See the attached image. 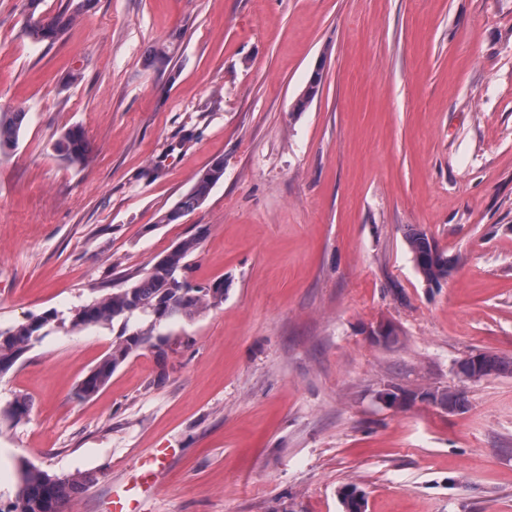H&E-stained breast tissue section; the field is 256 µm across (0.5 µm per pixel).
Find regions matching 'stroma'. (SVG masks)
I'll return each instance as SVG.
<instances>
[{
  "instance_id": "1",
  "label": "stroma",
  "mask_w": 512,
  "mask_h": 512,
  "mask_svg": "<svg viewBox=\"0 0 512 512\" xmlns=\"http://www.w3.org/2000/svg\"><path fill=\"white\" fill-rule=\"evenodd\" d=\"M0 0V330L68 318L199 235L224 302L77 400L111 326L56 325L0 377V512L17 467L90 473L72 512H512V0H92L54 44ZM168 56L151 57L161 42ZM306 111L293 103L314 70ZM86 133V164L54 150ZM223 161L194 212L158 217ZM451 262L418 274L408 229ZM392 326L394 339L374 331ZM485 353L478 381L457 363ZM442 388L465 402L423 400ZM404 393L390 404V390ZM168 449L151 495L128 484ZM27 112L22 108H0V154L14 150L25 126Z\"/></svg>"
}]
</instances>
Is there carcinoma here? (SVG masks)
Segmentation results:
<instances>
[{"instance_id":"carcinoma-1","label":"carcinoma","mask_w":512,"mask_h":512,"mask_svg":"<svg viewBox=\"0 0 512 512\" xmlns=\"http://www.w3.org/2000/svg\"><path fill=\"white\" fill-rule=\"evenodd\" d=\"M41 0H26L28 20L25 35L35 43H54L62 31L73 24L90 7L91 0H69L67 9L53 17L36 15ZM320 91L318 85H307L295 100L293 111L303 112ZM27 112L22 108H0V154L14 150L25 126ZM56 151L69 163L83 165L89 158V144L79 127L66 130L55 143ZM224 176V164L217 161L201 172L181 200L159 216V222L170 224L184 214L197 209L213 186ZM407 246L420 276L428 284H439L448 278L449 266L445 253L425 233L411 228L406 233ZM198 237L186 238L167 252L152 270L138 275L130 286L114 288L111 292L80 308L70 320L60 318L55 311H46L27 318L14 327L0 331V376L14 368L21 357L48 335L54 324H69L71 330L118 324L107 354L83 377L77 386V396L91 398L111 380L113 373L134 353L148 348L159 363L176 352L182 343L157 333L163 324L191 321L204 310L224 302V279L218 278L206 286L188 282L192 269L191 258ZM135 324H130L131 319ZM501 361L491 355H478V370L486 377L500 369ZM436 404L456 410L464 407L460 398L444 389L427 391ZM31 411V402L17 395L0 407V418L16 423ZM93 482L89 475H53L26 462L19 465L15 501L11 512H67L68 505L77 499Z\"/></svg>"}]
</instances>
